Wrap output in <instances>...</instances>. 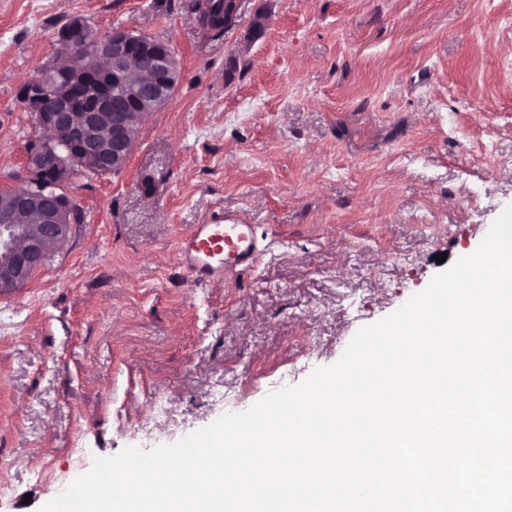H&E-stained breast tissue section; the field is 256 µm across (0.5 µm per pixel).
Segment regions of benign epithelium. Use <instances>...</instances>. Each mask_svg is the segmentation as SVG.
<instances>
[{
	"label": "benign epithelium",
	"mask_w": 512,
	"mask_h": 512,
	"mask_svg": "<svg viewBox=\"0 0 512 512\" xmlns=\"http://www.w3.org/2000/svg\"><path fill=\"white\" fill-rule=\"evenodd\" d=\"M250 0H232L224 31L237 25ZM66 65L39 67L26 84L25 103L50 134L27 151L25 166L41 175L0 192V291L28 282L47 254L73 232V199L63 190L75 171L116 174L126 166L134 127L164 104L172 86L174 52L166 42L144 40L124 27L94 34L80 18L64 29ZM157 75L151 83L131 77V65Z\"/></svg>",
	"instance_id": "1"
}]
</instances>
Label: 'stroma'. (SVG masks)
<instances>
[{"label":"stroma","instance_id":"stroma-1","mask_svg":"<svg viewBox=\"0 0 512 512\" xmlns=\"http://www.w3.org/2000/svg\"><path fill=\"white\" fill-rule=\"evenodd\" d=\"M203 35L189 0H0V190L42 136L21 100L80 17L179 61L125 169L0 294V512H37L94 457L172 444L334 364L363 326L472 254L512 205V0H253ZM258 262L192 282L177 243L216 210Z\"/></svg>","mask_w":512,"mask_h":512}]
</instances>
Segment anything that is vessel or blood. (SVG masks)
Masks as SVG:
<instances>
[{
  "instance_id": "b4317fda",
  "label": "vessel or blood",
  "mask_w": 512,
  "mask_h": 512,
  "mask_svg": "<svg viewBox=\"0 0 512 512\" xmlns=\"http://www.w3.org/2000/svg\"><path fill=\"white\" fill-rule=\"evenodd\" d=\"M177 254L188 277L207 285L224 282L239 270L254 265L261 249L254 225L239 215L217 213L180 238Z\"/></svg>"
}]
</instances>
